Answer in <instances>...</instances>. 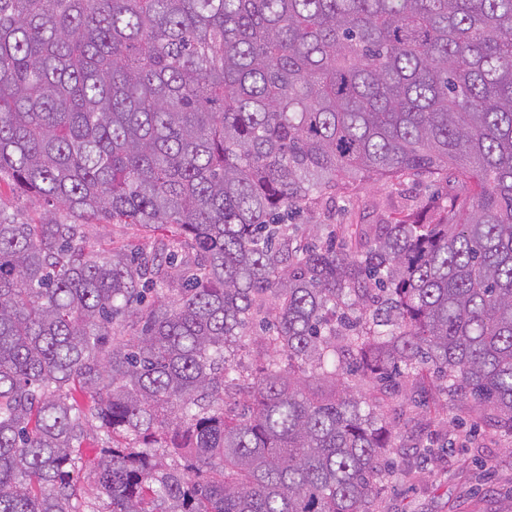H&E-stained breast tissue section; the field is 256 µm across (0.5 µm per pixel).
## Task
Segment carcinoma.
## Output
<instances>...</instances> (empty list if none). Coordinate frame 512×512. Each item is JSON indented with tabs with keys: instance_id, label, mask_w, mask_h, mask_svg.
Here are the masks:
<instances>
[{
	"instance_id": "1",
	"label": "carcinoma",
	"mask_w": 512,
	"mask_h": 512,
	"mask_svg": "<svg viewBox=\"0 0 512 512\" xmlns=\"http://www.w3.org/2000/svg\"><path fill=\"white\" fill-rule=\"evenodd\" d=\"M5 176L0 512H375L428 382L512 431V0H0ZM415 177L457 189L298 238ZM13 188L7 178L0 180V202L2 199L5 211L20 223H26L38 217L43 210L41 201L21 194ZM448 193L445 181L406 182L402 185L391 182H375L364 185L353 196L336 194L328 199L326 208L315 215L305 216L299 222L298 234L302 239H314L315 234H324L320 224H348L352 218L363 224H376L382 219L384 205L396 208L418 204L431 195ZM92 227V235L94 238L101 240L102 243H112L116 246H125L126 248H145L149 242V235L161 236L166 234L165 231L157 230L153 234L145 233L136 227L123 226V224H113L112 220L101 219L94 221ZM259 330H250L247 336H243L238 345V356L236 357L241 361L244 367L245 374H251L254 372L255 364L254 359L249 358L248 354L252 351L262 350V339Z\"/></svg>"
}]
</instances>
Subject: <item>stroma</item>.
Returning <instances> with one entry per match:
<instances>
[{
    "label": "stroma",
    "mask_w": 512,
    "mask_h": 512,
    "mask_svg": "<svg viewBox=\"0 0 512 512\" xmlns=\"http://www.w3.org/2000/svg\"><path fill=\"white\" fill-rule=\"evenodd\" d=\"M443 181L364 185L353 196L330 197L325 208L302 218L299 234L312 239L324 225L357 219L377 223L384 206L402 207L447 193ZM427 408L403 397L391 401L387 415L400 446L392 458V477L380 491L377 512H499L512 496V436L493 415H479L466 398L425 393Z\"/></svg>",
    "instance_id": "obj_1"
}]
</instances>
